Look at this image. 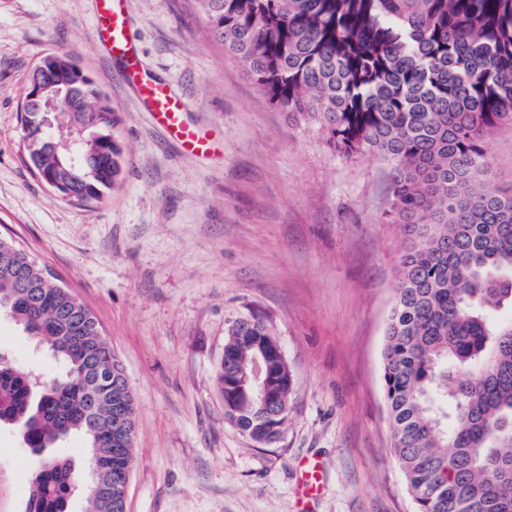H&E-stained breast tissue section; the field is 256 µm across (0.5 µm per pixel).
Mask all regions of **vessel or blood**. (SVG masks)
<instances>
[{
  "label": "vessel or blood",
  "instance_id": "1",
  "mask_svg": "<svg viewBox=\"0 0 512 512\" xmlns=\"http://www.w3.org/2000/svg\"><path fill=\"white\" fill-rule=\"evenodd\" d=\"M125 3L126 0H97V30L102 43L111 56L123 60L127 80L136 86L141 103L170 138L192 153L211 151L209 140L184 122L182 102L142 69L130 36Z\"/></svg>",
  "mask_w": 512,
  "mask_h": 512
}]
</instances>
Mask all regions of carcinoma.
<instances>
[{
    "mask_svg": "<svg viewBox=\"0 0 512 512\" xmlns=\"http://www.w3.org/2000/svg\"><path fill=\"white\" fill-rule=\"evenodd\" d=\"M213 38L284 112L318 126L343 155L377 153L390 169L389 214L408 246L382 354L392 451L417 512H512V183L493 186L486 139L512 128V0H200ZM83 142L96 200L120 179L117 117L88 81ZM47 178L81 176L27 134ZM77 300L21 247L0 238V310L47 348L65 374L40 380L0 355V428L29 448L82 436L92 512H125L98 483L132 462L134 402L112 346L78 303L74 330L59 312ZM268 335L251 314L226 331L217 380L232 422L250 438L280 436L288 415L253 402L235 365ZM124 398L125 420L97 415L94 393ZM81 475L72 460L39 458L25 512H69Z\"/></svg>",
    "mask_w": 512,
    "mask_h": 512,
    "instance_id": "cac0c4a2",
    "label": "carcinoma"
}]
</instances>
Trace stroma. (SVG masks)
Segmentation results:
<instances>
[{"instance_id":"obj_1","label":"stroma","mask_w":512,"mask_h":512,"mask_svg":"<svg viewBox=\"0 0 512 512\" xmlns=\"http://www.w3.org/2000/svg\"><path fill=\"white\" fill-rule=\"evenodd\" d=\"M95 0H0V237L94 314L135 407L127 512H416L392 452L382 379L402 225L386 214L390 164L344 156L270 103L216 43L198 0H129L146 70L222 143L180 152L100 47ZM63 48L119 122L122 178L102 199L61 197L31 169L20 108L28 76ZM260 316L294 376L277 442L224 412V331ZM0 352L52 379L62 368L9 317ZM322 467L311 501L302 464ZM35 455L0 431V512H24Z\"/></svg>"}]
</instances>
